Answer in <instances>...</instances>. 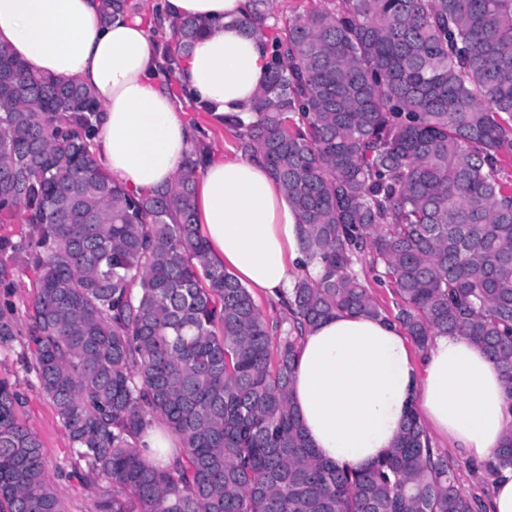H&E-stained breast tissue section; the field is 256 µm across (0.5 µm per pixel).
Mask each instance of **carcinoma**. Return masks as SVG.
I'll return each instance as SVG.
<instances>
[{"label":"carcinoma","instance_id":"cac0c4a2","mask_svg":"<svg viewBox=\"0 0 512 512\" xmlns=\"http://www.w3.org/2000/svg\"><path fill=\"white\" fill-rule=\"evenodd\" d=\"M133 9L102 0V20ZM246 24L268 79L254 120L224 127L262 154L322 267L296 278L288 330L209 258L194 218L208 143L166 188L134 193L94 153L92 92L0 45V223L20 210L30 227L0 236V345L22 337L95 512H487L417 414L385 458L345 471L309 447L290 387L306 329L364 313L420 351L448 333L479 346L512 404V0H338L285 22L249 0ZM201 30L173 26L169 82ZM17 254L36 274L22 318ZM366 255L392 313L353 269ZM22 404L0 380V512H65ZM155 426L178 442L166 464L139 448Z\"/></svg>","mask_w":512,"mask_h":512}]
</instances>
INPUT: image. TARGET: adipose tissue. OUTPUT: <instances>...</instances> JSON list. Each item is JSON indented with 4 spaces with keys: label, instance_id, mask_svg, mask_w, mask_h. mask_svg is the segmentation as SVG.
Returning a JSON list of instances; mask_svg holds the SVG:
<instances>
[{
    "label": "adipose tissue",
    "instance_id": "obj_1",
    "mask_svg": "<svg viewBox=\"0 0 512 512\" xmlns=\"http://www.w3.org/2000/svg\"><path fill=\"white\" fill-rule=\"evenodd\" d=\"M99 10L100 0H0V43L32 69L91 89L103 109L97 154L113 179L149 192L174 179L195 138L181 96L158 71L153 28L170 30L185 17L208 22L176 76L218 125L228 114L252 120L267 78L265 45L245 29L247 0H161L150 21L125 13L106 25ZM195 208L213 262L248 289L287 298L292 269L306 266L298 216L260 153L201 166ZM291 397L311 448L344 470L383 459L412 409L482 465L512 428L504 377L481 348L441 335L417 361L398 325L363 314L339 313L306 330Z\"/></svg>",
    "mask_w": 512,
    "mask_h": 512
}]
</instances>
